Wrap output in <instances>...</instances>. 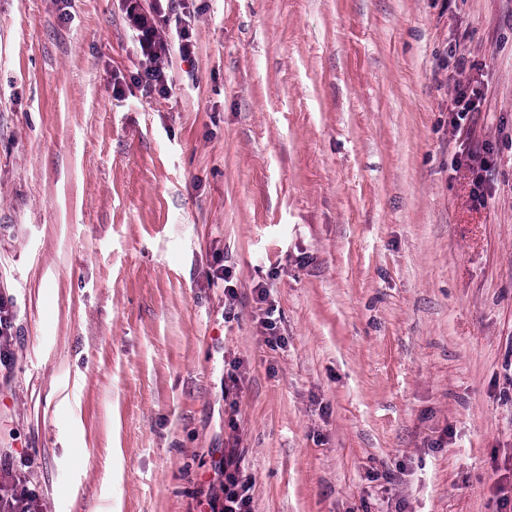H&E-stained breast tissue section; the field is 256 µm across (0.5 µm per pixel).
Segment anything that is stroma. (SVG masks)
<instances>
[{"mask_svg": "<svg viewBox=\"0 0 512 512\" xmlns=\"http://www.w3.org/2000/svg\"><path fill=\"white\" fill-rule=\"evenodd\" d=\"M187 2L163 99L118 0H0V483L196 512L232 451L252 512H501L512 0ZM13 311L11 303L0 295V365L10 361L9 341L12 336Z\"/></svg>", "mask_w": 512, "mask_h": 512, "instance_id": "35a3bbf8", "label": "stroma"}]
</instances>
